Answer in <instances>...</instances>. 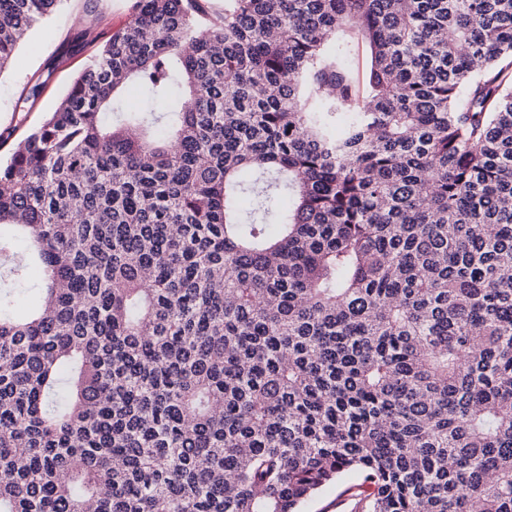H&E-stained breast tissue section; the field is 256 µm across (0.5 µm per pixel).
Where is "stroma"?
I'll return each instance as SVG.
<instances>
[{
    "label": "stroma",
    "mask_w": 512,
    "mask_h": 512,
    "mask_svg": "<svg viewBox=\"0 0 512 512\" xmlns=\"http://www.w3.org/2000/svg\"><path fill=\"white\" fill-rule=\"evenodd\" d=\"M134 0H63L58 10L33 28L11 64L0 71V134L19 141L23 133L52 111L91 53L81 34L93 28L107 36L128 19ZM42 92L29 111L15 106L27 89Z\"/></svg>",
    "instance_id": "1"
}]
</instances>
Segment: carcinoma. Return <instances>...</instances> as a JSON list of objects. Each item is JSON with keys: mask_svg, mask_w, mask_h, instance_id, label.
<instances>
[{"mask_svg": "<svg viewBox=\"0 0 512 512\" xmlns=\"http://www.w3.org/2000/svg\"><path fill=\"white\" fill-rule=\"evenodd\" d=\"M62 2L0 0V71ZM88 44L0 162V512H512V0ZM353 477H346L343 484L325 487L316 497L306 503L304 512H352V501L345 493L347 483L354 482Z\"/></svg>", "mask_w": 512, "mask_h": 512, "instance_id": "obj_1", "label": "carcinoma"}]
</instances>
